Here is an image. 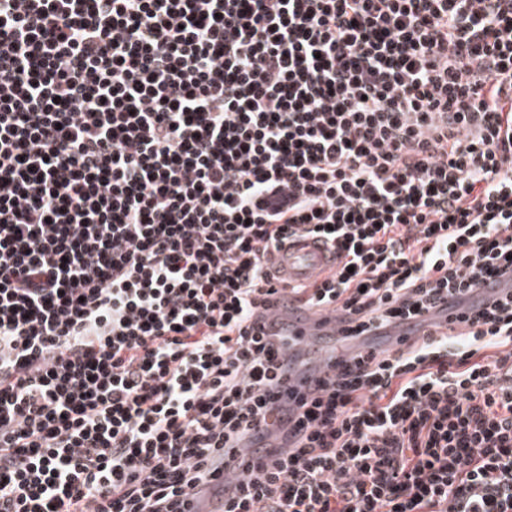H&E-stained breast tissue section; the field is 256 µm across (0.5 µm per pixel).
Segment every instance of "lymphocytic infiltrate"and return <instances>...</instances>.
<instances>
[{"label":"lymphocytic infiltrate","mask_w":512,"mask_h":512,"mask_svg":"<svg viewBox=\"0 0 512 512\" xmlns=\"http://www.w3.org/2000/svg\"><path fill=\"white\" fill-rule=\"evenodd\" d=\"M300 234L361 347L292 407ZM233 466L224 512H512V0H0V512ZM281 268L286 277L312 280L330 267L329 254L322 244L305 240L282 251ZM486 293V290L483 288H477L471 296L469 302L460 305L449 306L448 311L446 310L442 314L435 317L426 318V320L422 323L421 334L428 331L430 329V324L433 322H439L443 325H448V328H454L457 330L462 325L461 320L471 314L470 308L480 302L485 297Z\"/></svg>","instance_id":"1"}]
</instances>
